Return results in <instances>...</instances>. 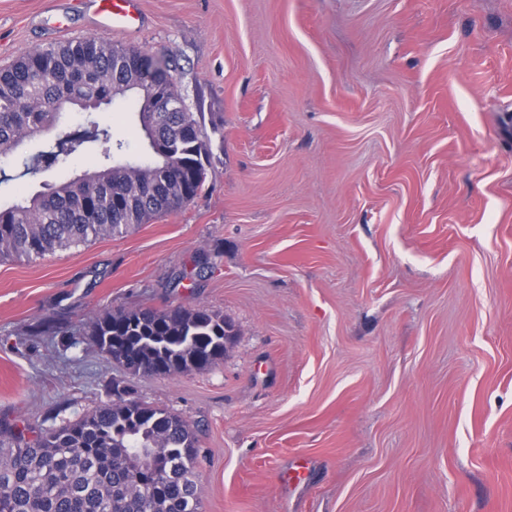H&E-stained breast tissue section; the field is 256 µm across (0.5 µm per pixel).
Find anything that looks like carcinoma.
<instances>
[{"label": "carcinoma", "mask_w": 512, "mask_h": 512, "mask_svg": "<svg viewBox=\"0 0 512 512\" xmlns=\"http://www.w3.org/2000/svg\"><path fill=\"white\" fill-rule=\"evenodd\" d=\"M139 48L102 36L51 44L0 68V154L54 128L65 105L84 111L130 93L148 155L119 161L124 142L86 116L75 135L31 158L63 163L86 143L98 166L32 197L0 206V258L42 259L99 238L121 237L138 224L198 197L210 151L193 112L150 111L156 91L182 98L169 68L152 67ZM235 335L219 312L183 307L105 309L92 324L97 348L134 375L204 371L224 359ZM197 431L174 411L122 396L32 441L0 424V512H199ZM146 459L134 477L123 457Z\"/></svg>", "instance_id": "1"}]
</instances>
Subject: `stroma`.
Masks as SVG:
<instances>
[{
  "instance_id": "35a3bbf8",
  "label": "stroma",
  "mask_w": 512,
  "mask_h": 512,
  "mask_svg": "<svg viewBox=\"0 0 512 512\" xmlns=\"http://www.w3.org/2000/svg\"><path fill=\"white\" fill-rule=\"evenodd\" d=\"M139 8L107 38L172 64L205 186L0 261V420L56 428L119 384L197 428L201 512H512V0ZM96 33L88 0H0V67ZM84 119L0 157L1 204L90 167L23 166ZM166 305L223 313V360L131 375L87 334ZM49 318L67 332H35Z\"/></svg>"
}]
</instances>
